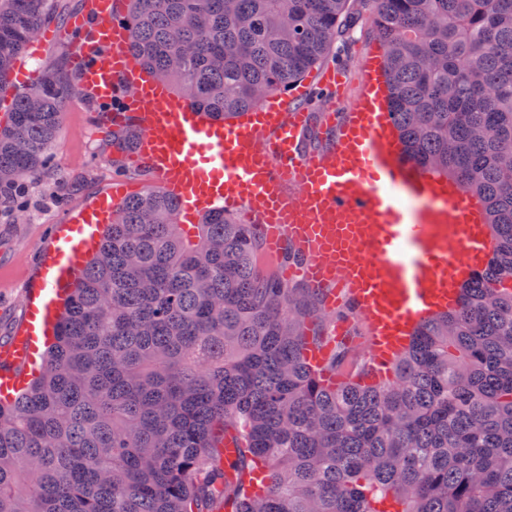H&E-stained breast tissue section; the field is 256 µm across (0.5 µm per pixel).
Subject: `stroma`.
<instances>
[{
    "label": "stroma",
    "instance_id": "35a3bbf8",
    "mask_svg": "<svg viewBox=\"0 0 512 512\" xmlns=\"http://www.w3.org/2000/svg\"><path fill=\"white\" fill-rule=\"evenodd\" d=\"M350 7L360 14L352 40L341 51L330 52L302 80L305 87L316 92L320 89L323 70L338 66L344 71L342 84L329 90L325 103L311 106L310 111L317 118L328 106L340 113L351 108L361 94L363 67L379 44L372 11L361 6L359 0H352ZM20 64L36 79L50 69L61 71L70 81L78 79L69 42L65 39L23 56ZM98 109L94 101L76 96L68 98L52 162L29 188L24 219H14L9 200L0 201V344L12 335L19 320L24 287L37 263V248L49 224L69 208L109 189L115 179H122L133 193L150 184L141 168L130 160H118L109 135L89 123V113Z\"/></svg>",
    "mask_w": 512,
    "mask_h": 512
}]
</instances>
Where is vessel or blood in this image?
<instances>
[{"mask_svg":"<svg viewBox=\"0 0 512 512\" xmlns=\"http://www.w3.org/2000/svg\"><path fill=\"white\" fill-rule=\"evenodd\" d=\"M68 35L79 95L114 103V124L135 119L132 157L177 198L180 223H196L218 202L243 209L277 262L278 279L296 276L322 290L323 307L335 318L307 360L326 385L340 382L328 363L351 335L349 315L364 325L367 371L386 378L417 322L454 304L461 284L484 265L481 207L459 183L402 162L377 59L369 60L350 112L325 113L336 143L316 153L303 146L306 109L286 116L269 99L244 121L227 123L179 103L164 84L140 80L127 51L130 33L116 20L112 0H87ZM125 193V183L115 181L51 224L22 322L0 347V402L10 403L40 373V347L56 336L61 303Z\"/></svg>","mask_w":512,"mask_h":512,"instance_id":"obj_1","label":"vessel or blood"}]
</instances>
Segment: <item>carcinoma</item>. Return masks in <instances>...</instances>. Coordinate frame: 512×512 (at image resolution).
I'll return each instance as SVG.
<instances>
[{"label":"carcinoma","instance_id":"cac0c4a2","mask_svg":"<svg viewBox=\"0 0 512 512\" xmlns=\"http://www.w3.org/2000/svg\"><path fill=\"white\" fill-rule=\"evenodd\" d=\"M368 2L405 157L482 202L486 268L420 321L391 382L329 389L305 359L319 294L273 283L250 225L127 197L41 374L0 404V512H512V0ZM349 3L129 0L128 51L229 118L352 32ZM48 19L47 0H0V88ZM73 93L50 72L0 128L17 217Z\"/></svg>","mask_w":512,"mask_h":512}]
</instances>
